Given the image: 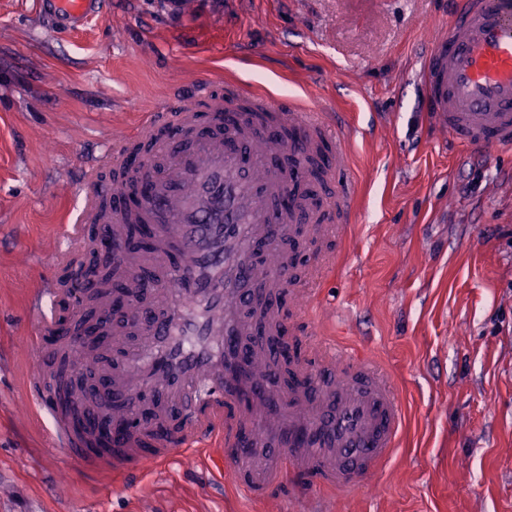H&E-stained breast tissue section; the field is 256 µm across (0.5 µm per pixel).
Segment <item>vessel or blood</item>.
Returning a JSON list of instances; mask_svg holds the SVG:
<instances>
[{
  "mask_svg": "<svg viewBox=\"0 0 512 512\" xmlns=\"http://www.w3.org/2000/svg\"><path fill=\"white\" fill-rule=\"evenodd\" d=\"M70 28L99 13L104 0H51ZM422 78L424 110L453 146H512V0H452L431 38ZM346 133L327 112L294 99L257 96L238 82L216 95L200 85L147 113L132 133L113 138L86 164L81 207L67 225L57 262L83 250L99 224H124L137 207L156 244L133 276L149 270L157 286L150 306L124 303L142 327L123 354L98 350L84 336H60L58 295L45 282L31 304L26 338L35 365L27 399L49 420L53 447L89 472L121 475L183 454L220 450L234 486L265 498L286 484L349 488L374 476L398 446L403 407L394 386L369 361L333 346L293 362L287 390L272 387L266 368L242 337L244 317L271 255L268 224L280 199L300 188L286 165L324 160L313 182L319 203L298 207L290 224L314 239L348 222ZM117 178L103 186L99 172ZM89 360L113 421L138 426L103 447L98 431L77 425L43 368L46 359Z\"/></svg>",
  "mask_w": 512,
  "mask_h": 512,
  "instance_id": "1",
  "label": "vessel or blood"
}]
</instances>
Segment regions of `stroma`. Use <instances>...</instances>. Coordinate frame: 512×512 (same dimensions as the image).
<instances>
[{"instance_id":"obj_1","label":"stroma","mask_w":512,"mask_h":512,"mask_svg":"<svg viewBox=\"0 0 512 512\" xmlns=\"http://www.w3.org/2000/svg\"><path fill=\"white\" fill-rule=\"evenodd\" d=\"M448 0H106L56 31L40 0H0V512H512V148L448 145L414 73ZM334 112L351 133L352 222L292 337L392 374L398 449L355 487L254 501L182 455L97 478L50 447L24 395L25 309L75 215L87 157L199 81Z\"/></svg>"}]
</instances>
